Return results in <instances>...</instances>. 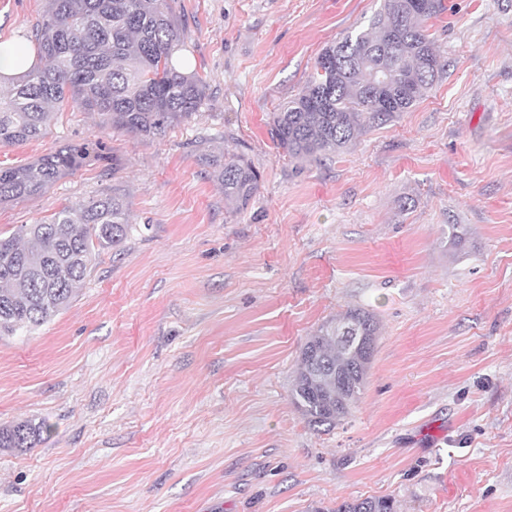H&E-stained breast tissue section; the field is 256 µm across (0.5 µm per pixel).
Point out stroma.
Returning a JSON list of instances; mask_svg holds the SVG:
<instances>
[{
	"mask_svg": "<svg viewBox=\"0 0 512 512\" xmlns=\"http://www.w3.org/2000/svg\"><path fill=\"white\" fill-rule=\"evenodd\" d=\"M444 2L434 87L323 160L278 148L272 114L379 0H168L198 112L150 138L68 103L0 147L2 167L106 154L0 206V236L107 195L131 226L65 310L0 338V426L49 427L0 449V512H512V0ZM46 5L0 0V41ZM232 154L261 173L238 210L212 165ZM351 308L380 324L366 382L313 427L301 351ZM47 426L43 422L24 420L8 426H0V448L24 451L40 440ZM396 512L390 497H367L344 501L336 508H318L317 512Z\"/></svg>",
	"mask_w": 512,
	"mask_h": 512,
	"instance_id": "obj_1",
	"label": "stroma"
}]
</instances>
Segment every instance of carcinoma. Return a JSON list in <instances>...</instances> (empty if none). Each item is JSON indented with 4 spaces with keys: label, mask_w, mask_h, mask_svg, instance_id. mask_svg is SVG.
Here are the masks:
<instances>
[{
    "label": "carcinoma",
    "mask_w": 512,
    "mask_h": 512,
    "mask_svg": "<svg viewBox=\"0 0 512 512\" xmlns=\"http://www.w3.org/2000/svg\"><path fill=\"white\" fill-rule=\"evenodd\" d=\"M34 31L45 60L0 96V146L41 138L50 107L70 101L102 123L145 137L162 136L191 116L206 97L197 75L178 70L180 38L167 0H48ZM442 0H382L367 24L319 54L302 92L274 114L270 134L296 159L349 149L366 128L405 112L432 88L445 63L428 34ZM332 57L335 64L325 66ZM101 143L67 145L35 161L0 167V205L44 193L90 158ZM224 200L244 208L260 173L243 155L219 163ZM130 231L115 196L65 206L50 220L0 237V335L30 332L65 309L97 248L120 246ZM357 326L376 338L375 317L362 308L323 324L306 343L291 389L307 422L329 428L344 418L364 387L371 357L335 338L336 327ZM47 426L24 420L0 426V448L24 451ZM315 512H395L390 497L344 501Z\"/></svg>",
    "instance_id": "1"
}]
</instances>
